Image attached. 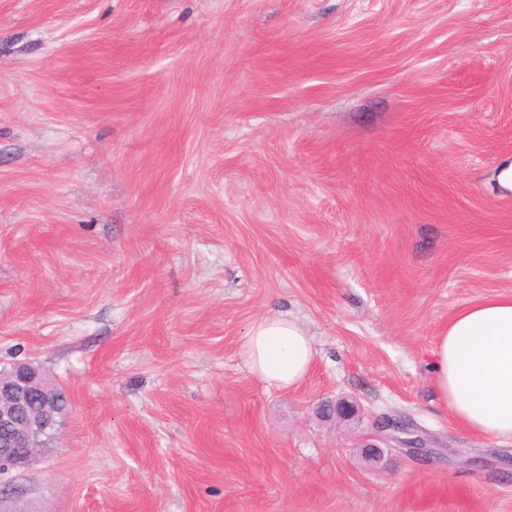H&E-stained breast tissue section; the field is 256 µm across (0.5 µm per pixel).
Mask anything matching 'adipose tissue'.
Segmentation results:
<instances>
[{"label":"adipose tissue","instance_id":"1","mask_svg":"<svg viewBox=\"0 0 512 512\" xmlns=\"http://www.w3.org/2000/svg\"><path fill=\"white\" fill-rule=\"evenodd\" d=\"M248 371L276 389L297 387L315 357L312 335L296 318L255 319L240 344ZM431 383L441 403L469 434L512 443V292L457 309L431 349Z\"/></svg>","mask_w":512,"mask_h":512}]
</instances>
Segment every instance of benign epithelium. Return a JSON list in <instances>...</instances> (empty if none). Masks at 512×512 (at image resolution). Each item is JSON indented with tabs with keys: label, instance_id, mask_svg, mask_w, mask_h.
Segmentation results:
<instances>
[{
	"label": "benign epithelium",
	"instance_id": "benign-epithelium-1",
	"mask_svg": "<svg viewBox=\"0 0 512 512\" xmlns=\"http://www.w3.org/2000/svg\"><path fill=\"white\" fill-rule=\"evenodd\" d=\"M58 384L32 361L0 370V464L20 467L55 441L60 418L57 409ZM357 405L347 399L326 401L319 406L321 417H352ZM394 440L409 453L429 450L428 439L416 431H404Z\"/></svg>",
	"mask_w": 512,
	"mask_h": 512
}]
</instances>
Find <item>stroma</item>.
<instances>
[{
    "instance_id": "obj_1",
    "label": "stroma",
    "mask_w": 512,
    "mask_h": 512,
    "mask_svg": "<svg viewBox=\"0 0 512 512\" xmlns=\"http://www.w3.org/2000/svg\"><path fill=\"white\" fill-rule=\"evenodd\" d=\"M506 164L512 0H0V369L71 399L0 512H512L428 366L512 291ZM271 311L291 391L238 353ZM312 335L296 318L270 313L255 319L240 344L248 371L276 389L297 387L315 357Z\"/></svg>"
}]
</instances>
